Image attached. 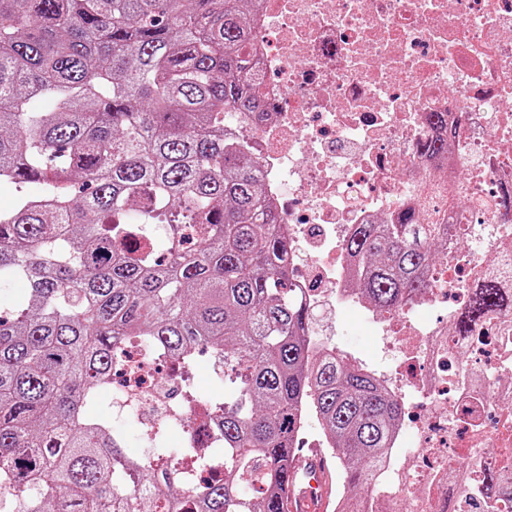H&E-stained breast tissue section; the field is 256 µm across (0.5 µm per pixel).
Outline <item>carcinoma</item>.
<instances>
[{"instance_id": "cac0c4a2", "label": "carcinoma", "mask_w": 512, "mask_h": 512, "mask_svg": "<svg viewBox=\"0 0 512 512\" xmlns=\"http://www.w3.org/2000/svg\"><path fill=\"white\" fill-rule=\"evenodd\" d=\"M247 0H0V498L17 512H282L307 407L343 489L372 484L403 413L354 357L311 352L312 314L260 162L217 127L264 112L242 46ZM448 225L408 208L359 224L356 287L392 314L430 287ZM509 295L484 279L453 328L467 334ZM187 368L224 362L214 454L168 452L163 427L127 452L86 414L126 363L129 340ZM485 477L488 508L512 502V450ZM219 472L205 482L200 469Z\"/></svg>"}]
</instances>
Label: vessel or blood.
Masks as SVG:
<instances>
[{
    "instance_id": "b4317fda",
    "label": "vessel or blood",
    "mask_w": 512,
    "mask_h": 512,
    "mask_svg": "<svg viewBox=\"0 0 512 512\" xmlns=\"http://www.w3.org/2000/svg\"><path fill=\"white\" fill-rule=\"evenodd\" d=\"M330 495V465L321 449L295 453L282 501L283 512H328Z\"/></svg>"
}]
</instances>
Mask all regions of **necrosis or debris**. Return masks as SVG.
<instances>
[{
  "label": "necrosis or debris",
  "instance_id": "4bbe7bcc",
  "mask_svg": "<svg viewBox=\"0 0 512 512\" xmlns=\"http://www.w3.org/2000/svg\"><path fill=\"white\" fill-rule=\"evenodd\" d=\"M259 3L254 77L271 108L226 114L224 128L260 161L308 301L360 305L345 250L355 225L414 206L453 226L431 288L380 336L396 364L382 381L411 411L376 475L384 512H483L481 474L460 497L448 462L464 449L490 468L512 447V308L469 336L449 320L478 276L512 288V0ZM433 112L452 131L443 157L425 150ZM150 367L137 346L117 415L187 430L172 406L182 378Z\"/></svg>",
  "mask_w": 512,
  "mask_h": 512
}]
</instances>
